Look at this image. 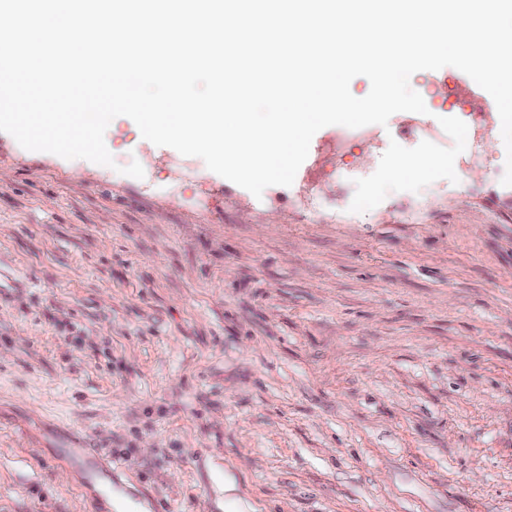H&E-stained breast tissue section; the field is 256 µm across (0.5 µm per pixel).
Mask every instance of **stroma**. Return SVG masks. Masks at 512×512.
<instances>
[{
    "label": "stroma",
    "mask_w": 512,
    "mask_h": 512,
    "mask_svg": "<svg viewBox=\"0 0 512 512\" xmlns=\"http://www.w3.org/2000/svg\"><path fill=\"white\" fill-rule=\"evenodd\" d=\"M468 80L411 76L433 140L327 126L259 198L124 116L111 168L0 132V512H110L68 447L144 512H512V186L497 109L457 162ZM60 455L81 468L87 483L100 495H112V465L103 464L90 448H60Z\"/></svg>",
    "instance_id": "1"
}]
</instances>
